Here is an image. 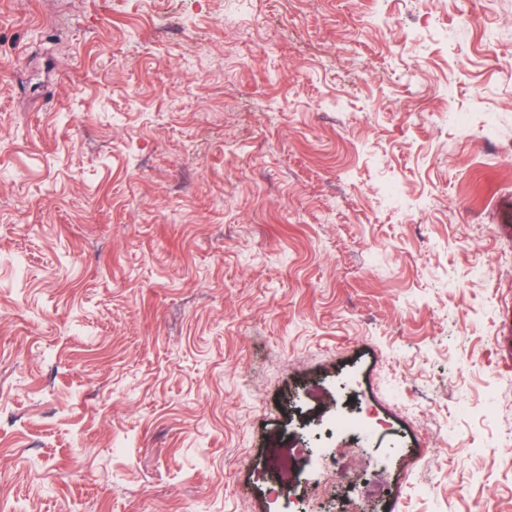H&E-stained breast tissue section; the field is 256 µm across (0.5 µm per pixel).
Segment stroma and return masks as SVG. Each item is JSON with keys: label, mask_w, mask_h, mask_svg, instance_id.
Wrapping results in <instances>:
<instances>
[{"label": "stroma", "mask_w": 512, "mask_h": 512, "mask_svg": "<svg viewBox=\"0 0 512 512\" xmlns=\"http://www.w3.org/2000/svg\"><path fill=\"white\" fill-rule=\"evenodd\" d=\"M490 136L512 0H0V512H512Z\"/></svg>", "instance_id": "35a3bbf8"}]
</instances>
